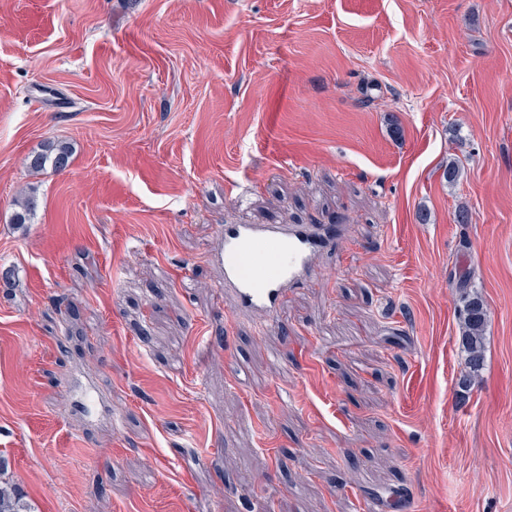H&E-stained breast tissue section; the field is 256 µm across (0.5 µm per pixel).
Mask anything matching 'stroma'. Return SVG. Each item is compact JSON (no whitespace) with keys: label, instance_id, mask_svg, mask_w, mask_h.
<instances>
[{"label":"stroma","instance_id":"stroma-1","mask_svg":"<svg viewBox=\"0 0 512 512\" xmlns=\"http://www.w3.org/2000/svg\"><path fill=\"white\" fill-rule=\"evenodd\" d=\"M223 224L342 230L272 321L225 302ZM0 477L36 512H512V0H0ZM70 148L64 143H48L38 152H33L27 158L28 167L34 171H43L47 165L52 169L61 170L70 162ZM465 305L459 316L462 346L466 352L465 370L459 378V385L467 388L477 378L485 365V330L487 310L478 295L467 294L463 298Z\"/></svg>","mask_w":512,"mask_h":512}]
</instances>
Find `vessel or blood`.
Masks as SVG:
<instances>
[{"label": "vessel or blood", "mask_w": 512, "mask_h": 512, "mask_svg": "<svg viewBox=\"0 0 512 512\" xmlns=\"http://www.w3.org/2000/svg\"><path fill=\"white\" fill-rule=\"evenodd\" d=\"M333 241L329 224H227L215 257L236 309L272 318L289 290L307 277L314 253Z\"/></svg>", "instance_id": "b4317fda"}]
</instances>
